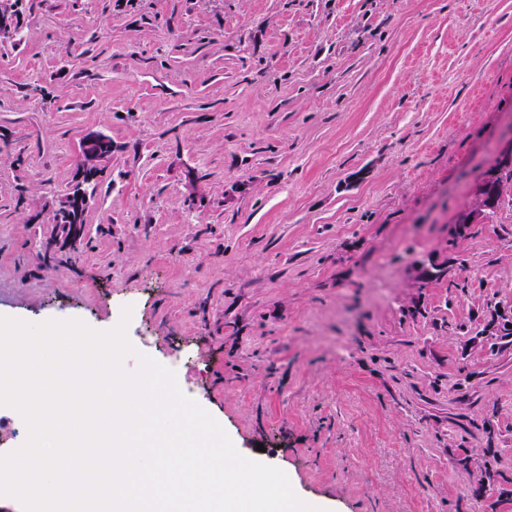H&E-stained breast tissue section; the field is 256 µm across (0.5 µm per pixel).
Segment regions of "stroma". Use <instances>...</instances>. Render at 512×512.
I'll use <instances>...</instances> for the list:
<instances>
[{
    "label": "stroma",
    "instance_id": "1",
    "mask_svg": "<svg viewBox=\"0 0 512 512\" xmlns=\"http://www.w3.org/2000/svg\"><path fill=\"white\" fill-rule=\"evenodd\" d=\"M0 34V316L201 372L328 512H512V0H22ZM90 131L80 246L51 216ZM111 158L112 143L108 136L98 131L86 133L81 142L77 172L72 187L82 186L84 183L86 185L89 181L95 180L99 170L105 167ZM100 178L92 183L93 192L99 188ZM498 162L501 168H509L512 166L511 144L501 153ZM499 172L501 174L500 176H498L497 172H492L483 180L480 186L479 204L475 209L465 214L466 219L454 225L456 235H464L471 224L482 223L483 219L487 216V213L490 214L493 211L492 209L497 206L500 198L503 197L504 186L495 180L498 176L497 181H504L505 183L512 181V167L505 171L499 170Z\"/></svg>",
    "mask_w": 512,
    "mask_h": 512
}]
</instances>
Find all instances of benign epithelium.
<instances>
[{
	"label": "benign epithelium",
	"instance_id": "1",
	"mask_svg": "<svg viewBox=\"0 0 512 512\" xmlns=\"http://www.w3.org/2000/svg\"><path fill=\"white\" fill-rule=\"evenodd\" d=\"M112 158V143L107 135L98 131L86 133L82 139L80 153L77 161V172L73 186H81L77 192H68L62 195L54 208L58 217H66V221L59 226L77 236L82 233V225L76 223L77 217L85 213L89 203L94 198L90 189L84 184L93 181L99 170L105 167ZM497 174H489L480 186V201L478 206L466 214V219L454 225L455 234L461 236L472 224H480L487 213L495 208L503 197L504 186L496 182Z\"/></svg>",
	"mask_w": 512,
	"mask_h": 512
}]
</instances>
